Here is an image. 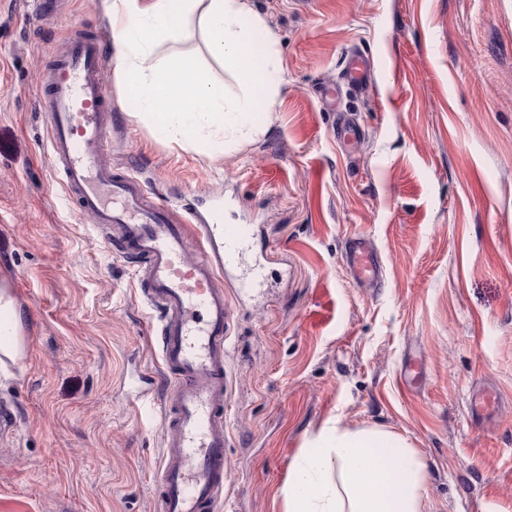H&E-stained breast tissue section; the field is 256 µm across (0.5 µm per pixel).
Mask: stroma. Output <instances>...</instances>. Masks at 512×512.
I'll return each mask as SVG.
<instances>
[{
    "instance_id": "stroma-1",
    "label": "stroma",
    "mask_w": 512,
    "mask_h": 512,
    "mask_svg": "<svg viewBox=\"0 0 512 512\" xmlns=\"http://www.w3.org/2000/svg\"><path fill=\"white\" fill-rule=\"evenodd\" d=\"M284 81L251 139L207 157L158 140L108 82L116 167L180 210L253 232L263 284L224 279V512H283L306 435L377 426L425 457L426 512H512V0H250ZM111 27L103 0H0V283L23 310L0 371V512H154L168 374L137 268L68 201L49 162L41 70L70 28ZM364 92L323 96L346 55ZM188 52L236 81L199 30ZM363 136L336 144L342 119ZM385 273L351 277L350 239ZM148 398H141L145 387ZM495 391L488 415L469 402Z\"/></svg>"
}]
</instances>
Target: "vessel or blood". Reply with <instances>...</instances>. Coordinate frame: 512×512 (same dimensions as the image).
Instances as JSON below:
<instances>
[{
    "label": "vessel or blood",
    "mask_w": 512,
    "mask_h": 512,
    "mask_svg": "<svg viewBox=\"0 0 512 512\" xmlns=\"http://www.w3.org/2000/svg\"><path fill=\"white\" fill-rule=\"evenodd\" d=\"M108 32L69 30L64 48L40 75L37 106L50 116L49 161L76 208L109 243L135 263L147 301L160 314V356L173 380L166 401L165 436L156 512H222L224 481V336L228 309L222 280L252 288L257 264L247 263L250 228L228 224L219 211L199 222L193 208L172 214L129 171L114 172L105 151L112 102L103 79ZM367 60L352 55L342 83L364 86ZM196 257H189L187 243ZM352 278L378 283L381 261L370 240L356 238L346 251Z\"/></svg>",
    "instance_id": "obj_1"
}]
</instances>
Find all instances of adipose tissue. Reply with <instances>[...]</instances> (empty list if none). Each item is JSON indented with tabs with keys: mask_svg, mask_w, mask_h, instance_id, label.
I'll list each match as a JSON object with an SVG mask.
<instances>
[{
	"mask_svg": "<svg viewBox=\"0 0 512 512\" xmlns=\"http://www.w3.org/2000/svg\"><path fill=\"white\" fill-rule=\"evenodd\" d=\"M112 72L161 140L210 154L217 141L256 131V113L270 106L283 66L249 0H110ZM200 28L209 54L239 82L228 100L198 61L176 54L157 61L154 47ZM21 311L0 289V369L20 353ZM427 463L394 432L327 420L305 439L282 489L285 512H425Z\"/></svg>",
	"mask_w": 512,
	"mask_h": 512,
	"instance_id": "obj_1",
	"label": "adipose tissue"
}]
</instances>
